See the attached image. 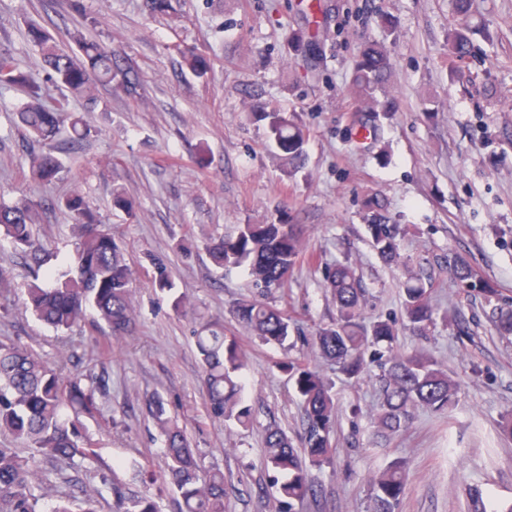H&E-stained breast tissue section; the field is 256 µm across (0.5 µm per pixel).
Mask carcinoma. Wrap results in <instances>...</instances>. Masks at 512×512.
I'll return each mask as SVG.
<instances>
[{
    "instance_id": "1",
    "label": "carcinoma",
    "mask_w": 512,
    "mask_h": 512,
    "mask_svg": "<svg viewBox=\"0 0 512 512\" xmlns=\"http://www.w3.org/2000/svg\"><path fill=\"white\" fill-rule=\"evenodd\" d=\"M455 11L459 24L448 31V65L457 72L458 63L472 54L474 31L468 25L472 0H455ZM95 26L96 21L82 18L72 33L76 46L73 51L63 48L39 24L33 23L27 30L28 40L39 49L55 82L92 105L97 103L99 85L130 92L137 84V75L125 68L112 50L90 36ZM326 37L325 23L315 20L312 27L294 32L291 47L295 54L311 59L319 54ZM391 74L392 62L384 44L364 43L351 80L357 111L379 117L377 93L385 91ZM0 86L27 91L29 101L18 112V119L32 138L31 175L40 184L53 183L62 171V163L45 147L64 122L66 103H46L30 75L2 49ZM251 117L265 127L281 170L293 174L305 157L307 130L277 106L264 107L251 113ZM59 204L75 221L73 258L67 270H50L45 279L36 278L27 284L24 309L64 335L85 327L96 333L106 330L113 338L131 333L135 327L133 270L112 230L77 190L65 195ZM385 210L382 200H370L366 229L377 256L385 264L397 266L402 263V227L392 222ZM38 223L40 211L29 202L0 204V241L30 254L36 261L40 260L42 246L33 238L32 226ZM302 237L300 225L282 219L242 224L236 236L213 242L208 253L218 268H245L255 286L266 292L283 290L298 262ZM451 269L459 287L479 290L488 303L496 298L495 289L473 279L463 257H455ZM153 283L168 293L175 310L183 308L185 298L175 291L165 266L157 267ZM325 287L336 305V321L316 332L313 347L321 359L335 365L349 379L358 380L364 374L366 353H371L373 359L385 360L387 368L379 377V427L396 432L415 408L441 412L454 404L457 384L448 370L421 349L407 354L394 352L398 332L392 322L378 321L369 328L363 324L367 289L352 265L337 263L328 267ZM402 291L409 329L425 334L434 324L435 315L428 290L410 273ZM234 315L261 342L282 347L288 344V314L266 300H241L234 307ZM495 318L500 335L511 336L512 309H498ZM195 344L204 373L209 418L242 426L250 424L252 409L241 397L245 360L236 336L224 333L221 324L207 322L196 331ZM281 368L295 376L306 423V446L298 451L280 427L270 426L263 464L283 478L278 487L280 504L291 512L294 503L317 496L309 472L330 462L336 405L332 383L319 372L293 361L283 363ZM104 389L106 379L102 375L66 373L13 343L0 342V434H8L23 444L21 448L0 446V512H40L39 502L45 499L54 500L48 512H74L72 502L52 493L40 471L43 461L86 465L99 476L101 487L94 489L80 512H97L94 503L104 490L111 496L112 512H159V504L149 489H130L101 459L98 442L83 429L81 418L102 415L96 393ZM147 408L164 437L168 471L180 497L179 512H224V472L217 467L201 468L195 449L161 396H152ZM405 481V464L399 458L379 471L371 484V512H397Z\"/></svg>"
}]
</instances>
